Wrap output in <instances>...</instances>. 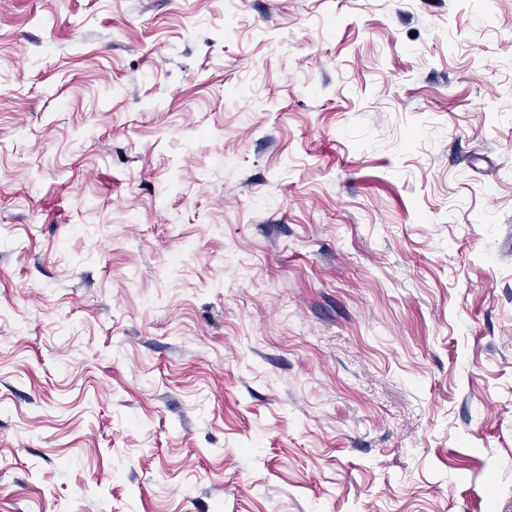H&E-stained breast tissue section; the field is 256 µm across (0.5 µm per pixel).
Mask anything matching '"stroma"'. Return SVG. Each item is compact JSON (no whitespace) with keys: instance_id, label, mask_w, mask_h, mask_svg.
Segmentation results:
<instances>
[{"instance_id":"35a3bbf8","label":"stroma","mask_w":512,"mask_h":512,"mask_svg":"<svg viewBox=\"0 0 512 512\" xmlns=\"http://www.w3.org/2000/svg\"><path fill=\"white\" fill-rule=\"evenodd\" d=\"M0 512H512V0H0Z\"/></svg>"}]
</instances>
